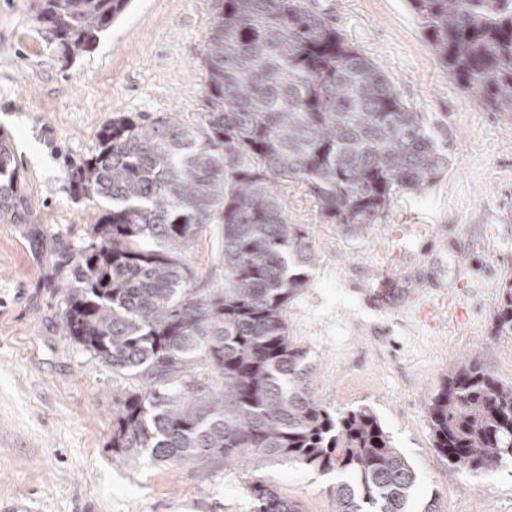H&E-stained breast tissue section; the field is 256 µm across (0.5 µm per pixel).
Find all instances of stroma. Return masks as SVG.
Returning a JSON list of instances; mask_svg holds the SVG:
<instances>
[{
	"label": "stroma",
	"mask_w": 512,
	"mask_h": 512,
	"mask_svg": "<svg viewBox=\"0 0 512 512\" xmlns=\"http://www.w3.org/2000/svg\"><path fill=\"white\" fill-rule=\"evenodd\" d=\"M40 0H0V130L13 139L24 195L0 219V512H252L250 463L177 469L112 454V408L135 379L98 363L67 335L62 292L70 259L103 205L73 173L118 112L178 113L201 122L204 42L215 0H130L97 47L61 60L34 17ZM372 59L403 99L448 132V168L396 199L364 235L324 223L298 184L281 193L319 262L290 302L288 334L308 353L315 399L332 413L371 406L415 468L421 512H512V462L473 474L434 446L428 402L453 363L476 357L512 382V336L494 313L512 276V117L449 78L404 0H306ZM222 227L195 229L184 260L203 288L224 285ZM387 280L375 308L365 297ZM301 512H336L339 469L262 471Z\"/></svg>",
	"instance_id": "obj_1"
}]
</instances>
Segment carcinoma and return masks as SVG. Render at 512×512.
<instances>
[{"label":"carcinoma","mask_w":512,"mask_h":512,"mask_svg":"<svg viewBox=\"0 0 512 512\" xmlns=\"http://www.w3.org/2000/svg\"><path fill=\"white\" fill-rule=\"evenodd\" d=\"M130 0H43L35 23L71 61L95 48ZM448 76L512 116V0H406ZM205 40L207 112H119L76 168L106 204L73 261L63 324L100 363L141 381L115 398L112 453L177 467L247 457L327 469L336 512H415L417 474L368 407L333 415L313 396L288 304L318 255L288 222L278 187L302 184L320 218L364 234L395 199L448 169V144L390 78L304 0H215ZM0 136V217L22 204ZM196 224H222L224 287L203 292L182 259ZM494 317L512 336V278ZM207 363V376L197 364ZM434 448L470 472L512 460V383L460 361L432 392ZM255 512H299L259 475Z\"/></svg>","instance_id":"cac0c4a2"}]
</instances>
